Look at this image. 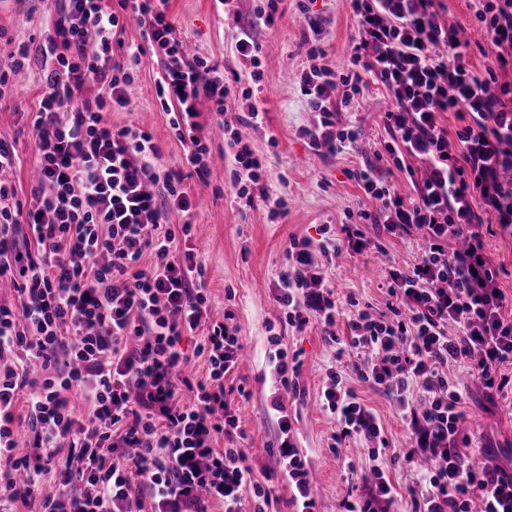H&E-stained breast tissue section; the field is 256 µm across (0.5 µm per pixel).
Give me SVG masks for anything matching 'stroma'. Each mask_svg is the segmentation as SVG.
Instances as JSON below:
<instances>
[{
    "label": "stroma",
    "mask_w": 512,
    "mask_h": 512,
    "mask_svg": "<svg viewBox=\"0 0 512 512\" xmlns=\"http://www.w3.org/2000/svg\"><path fill=\"white\" fill-rule=\"evenodd\" d=\"M261 3L228 0L223 5L219 0H170L169 19L178 38L191 46L193 55L218 65L229 78L241 68L234 47L235 32L251 21ZM441 4L443 19L462 27L473 62L482 64L490 42L473 20L467 0H441ZM309 6L331 19L322 36L326 64L346 66L361 36L348 0H310ZM53 9V0H0V61L19 45L34 47L41 43L48 33L45 19ZM302 37L297 0H281L275 25L259 32L264 67L256 98L264 119L247 130L252 150L266 164L262 184L272 196L284 197L288 203L286 214L272 216L268 202L259 197L250 208L234 199L228 183L229 166L222 158L224 136L211 123L216 105L205 97L196 107L203 124L199 135L212 153L210 173L203 183L194 176L157 96L162 55L145 54L141 64L131 68L132 104L129 109L111 112L110 117L114 125L151 132L162 149V164L181 170L199 200L198 226L190 243L204 267L210 316L219 322L225 312H232L244 345L238 366L224 378L225 397L236 408L245 433L241 448L255 469H273L269 450L276 446L280 430L269 409V357L279 347L298 354L302 362L298 392L287 397L293 441L307 461L317 512H344L345 501L362 495L364 477L369 472V460L357 443L349 440L341 452L332 451L333 437L340 427L321 403L325 371L338 362L330 335L344 331L345 319L337 317L330 331L314 320L303 332H295L285 324L275 295L279 276L286 268L285 249L291 238L319 242L324 231H339L348 213L369 207L352 173L374 162L376 151L387 138L379 108L385 96L382 85L368 83L359 101L340 115L341 125L358 134L352 150L337 156L317 154L297 133L298 127L311 119L297 81L307 63ZM37 73L33 65L11 74V87L0 96V134L16 142L22 157L20 168L0 177L16 186L17 197L23 202L30 198L36 157L27 114L41 93ZM384 245L387 252L378 258L342 251L320 260L325 284L339 296L354 295L373 316L386 310L385 269L412 264L420 253L415 232L386 237ZM273 335L279 336V346L270 345ZM457 377L468 397L463 428L473 445L479 446L482 462L511 465L512 391L490 400L465 369H458ZM348 385L381 419L389 442L383 458L389 461V474L400 492L395 508L397 512H409L408 491L416 485L418 471L392 460L394 454L408 447L409 431L384 392L353 379Z\"/></svg>",
    "instance_id": "1"
}]
</instances>
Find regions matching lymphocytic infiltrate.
<instances>
[{"mask_svg": "<svg viewBox=\"0 0 512 512\" xmlns=\"http://www.w3.org/2000/svg\"><path fill=\"white\" fill-rule=\"evenodd\" d=\"M349 2L362 37L346 72L321 64L325 20L300 8L310 64L299 84L314 119L299 133L317 154L350 150L357 134L337 115L358 99L366 77L376 78L389 99L383 149L414 180L415 193L401 195L376 166L355 170L374 209L359 210L356 224L342 225L337 236L290 239L276 301L298 332L311 318L332 326L349 313L335 343L355 359L327 370L322 407L341 426L336 443H363L372 467L362 499L345 502V512H389L398 495L380 461L384 427L345 387L347 375L391 398L410 430L402 463H428L409 492L412 512H471L476 500L480 512H512V471L484 466L473 451L456 377L467 368L494 392L512 382L504 372L512 365V318L484 241L492 223L512 234V179L503 177L512 172V84L498 79L512 61V0H470L491 45L480 67L435 0ZM277 5L267 0L238 31L235 50L251 84L240 91L236 124L223 118L229 86L217 67L187 58L168 19L169 0H118L114 8L104 0H56L52 35L37 50L19 46L0 70V89L30 57L41 70L29 114L37 149L30 205L0 179V286L9 288L0 296V502L28 512H209L216 501L224 512H267L274 490L256 480L239 448L238 419L224 394L242 349L238 331L211 321L204 269L167 226L174 213L183 232L195 222L184 177L162 164L151 133L114 127L109 111L130 104L131 77L112 61L126 13L147 45L166 55L158 94L172 104L170 123L187 163L206 178L209 149L197 135L196 108L204 96L224 128L236 197L252 203L263 163L240 128L263 120L252 90L263 74L257 30L275 25ZM91 86L96 96H86ZM448 112L459 120L451 132ZM365 224L376 236L362 232ZM413 228L423 232L420 255L413 265L388 268L385 313L371 316L356 297L338 298L324 286L320 258L344 248L379 256L383 235ZM196 332L200 345L184 350V334ZM195 354L207 358L206 380L181 375ZM273 363L279 472L299 512H315L283 401L298 389L301 363L278 348ZM20 426L28 447L22 456L15 453ZM220 437L227 447H216ZM63 446L78 467L47 483Z\"/></svg>", "mask_w": 512, "mask_h": 512, "instance_id": "lymphocytic-infiltrate-1", "label": "lymphocytic infiltrate"}]
</instances>
